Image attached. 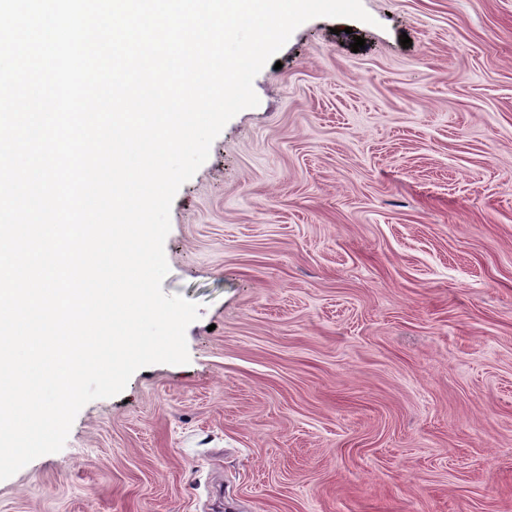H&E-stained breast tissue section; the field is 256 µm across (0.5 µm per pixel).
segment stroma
Returning a JSON list of instances; mask_svg holds the SVG:
<instances>
[{"mask_svg":"<svg viewBox=\"0 0 512 512\" xmlns=\"http://www.w3.org/2000/svg\"><path fill=\"white\" fill-rule=\"evenodd\" d=\"M362 4L173 200L188 363L86 404L0 512H512V0Z\"/></svg>","mask_w":512,"mask_h":512,"instance_id":"1","label":"stroma"}]
</instances>
